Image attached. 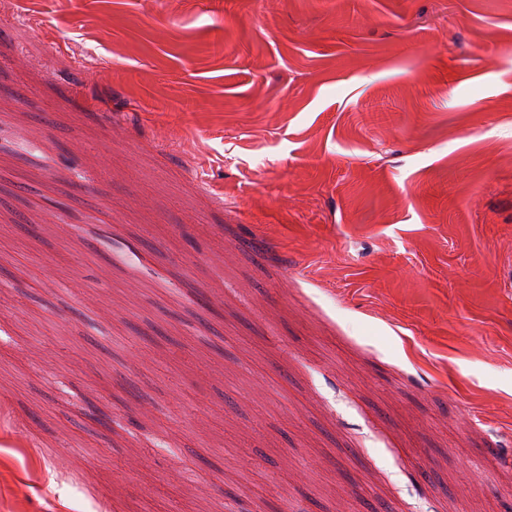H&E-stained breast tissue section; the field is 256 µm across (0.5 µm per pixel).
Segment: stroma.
<instances>
[{"mask_svg": "<svg viewBox=\"0 0 512 512\" xmlns=\"http://www.w3.org/2000/svg\"><path fill=\"white\" fill-rule=\"evenodd\" d=\"M1 279L28 512H512V0H0Z\"/></svg>", "mask_w": 512, "mask_h": 512, "instance_id": "stroma-1", "label": "stroma"}]
</instances>
